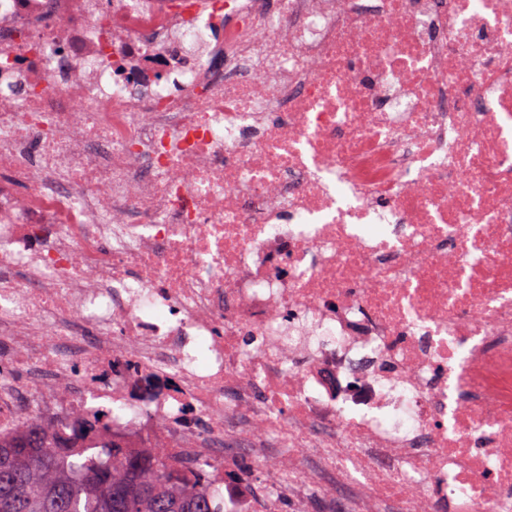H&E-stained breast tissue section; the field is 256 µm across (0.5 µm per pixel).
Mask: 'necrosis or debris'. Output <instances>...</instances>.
<instances>
[{"label": "necrosis or debris", "instance_id": "obj_1", "mask_svg": "<svg viewBox=\"0 0 512 512\" xmlns=\"http://www.w3.org/2000/svg\"><path fill=\"white\" fill-rule=\"evenodd\" d=\"M33 421L224 512H512V0H0Z\"/></svg>", "mask_w": 512, "mask_h": 512}]
</instances>
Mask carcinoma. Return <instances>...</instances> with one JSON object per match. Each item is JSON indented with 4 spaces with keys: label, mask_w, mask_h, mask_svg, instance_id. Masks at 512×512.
Listing matches in <instances>:
<instances>
[{
    "label": "carcinoma",
    "mask_w": 512,
    "mask_h": 512,
    "mask_svg": "<svg viewBox=\"0 0 512 512\" xmlns=\"http://www.w3.org/2000/svg\"><path fill=\"white\" fill-rule=\"evenodd\" d=\"M56 432L31 425L0 443V512H224L200 468L179 477L161 455L112 449V465L89 457L67 469Z\"/></svg>",
    "instance_id": "cac0c4a2"
}]
</instances>
